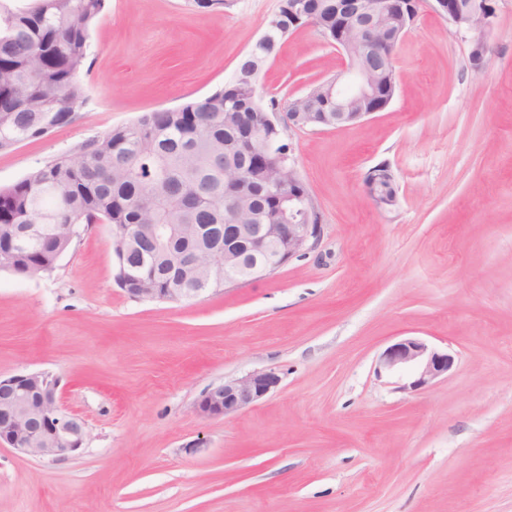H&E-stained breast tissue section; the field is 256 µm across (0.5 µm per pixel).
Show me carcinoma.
Returning a JSON list of instances; mask_svg holds the SVG:
<instances>
[{"instance_id":"cac0c4a2","label":"carcinoma","mask_w":512,"mask_h":512,"mask_svg":"<svg viewBox=\"0 0 512 512\" xmlns=\"http://www.w3.org/2000/svg\"><path fill=\"white\" fill-rule=\"evenodd\" d=\"M307 3L336 39L335 9L325 0ZM105 8L106 0H31L0 8V151L73 121L87 100L79 73L90 27ZM264 110L254 90L234 80L176 108L146 112L0 187V271L23 278L52 271L83 224H139L145 239L151 225L175 224L173 249L134 250L126 261L159 288L198 287L199 269L173 266L172 251L188 240L203 255L224 250L216 228L233 205L224 196L225 168L250 174L241 223L277 224L288 207L269 191L267 172L274 167L265 171L225 154V145L252 126L253 113ZM31 224L41 225L31 250L9 257L4 242L22 243Z\"/></svg>"}]
</instances>
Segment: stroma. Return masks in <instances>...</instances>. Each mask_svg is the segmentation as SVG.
Masks as SVG:
<instances>
[{
  "label": "stroma",
  "instance_id": "35a3bbf8",
  "mask_svg": "<svg viewBox=\"0 0 512 512\" xmlns=\"http://www.w3.org/2000/svg\"><path fill=\"white\" fill-rule=\"evenodd\" d=\"M279 3L107 0L79 75L86 104L0 151V186L223 89ZM490 3L478 33L423 5L382 111L285 130L321 228L274 274L188 302L134 299L106 224L80 226L49 273L0 272V377L56 373L88 431L54 462L0 446V512H512V0ZM345 64L298 27L257 96L283 106ZM379 166L390 205L368 193ZM407 336L455 357L416 393L376 373ZM265 369L280 383L256 405L195 412L211 386Z\"/></svg>",
  "mask_w": 512,
  "mask_h": 512
}]
</instances>
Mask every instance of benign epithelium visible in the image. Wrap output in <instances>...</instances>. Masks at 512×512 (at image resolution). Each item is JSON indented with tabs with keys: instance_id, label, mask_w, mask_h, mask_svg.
<instances>
[{
	"instance_id": "1",
	"label": "benign epithelium",
	"mask_w": 512,
	"mask_h": 512,
	"mask_svg": "<svg viewBox=\"0 0 512 512\" xmlns=\"http://www.w3.org/2000/svg\"><path fill=\"white\" fill-rule=\"evenodd\" d=\"M300 0H280L278 19L301 22ZM423 5L422 0H336V50L348 60L346 68L324 80V98L336 100V111L325 112L311 95L296 101L288 113V126L305 128L336 123H357L383 110L391 102L396 87L395 70L387 67L388 85L380 83V70L369 60V39L376 27L395 17L412 23ZM431 8L456 31H481L492 26L494 10L485 0L476 13L464 9L460 0H432ZM306 202L307 224H237L234 214L224 225V257L215 256L209 271L225 276L227 288L253 278L274 273L293 256L311 247L320 234L314 223L318 212L310 196L288 191V211L298 202ZM139 229L131 224L112 225V239L132 248L140 242ZM123 286L135 299L170 302L190 301L208 293L206 288H157L155 284L128 270H123ZM454 357L430 346L417 337H405L389 345L379 356L378 371H413L401 390L416 392L448 374ZM277 373L256 371L241 378L211 387L196 406L205 417L235 414L248 409L279 384ZM60 379L49 371H36L0 378V445L5 443L17 453L38 460L57 461L79 454L84 448L87 428L84 420L61 403Z\"/></svg>"
}]
</instances>
